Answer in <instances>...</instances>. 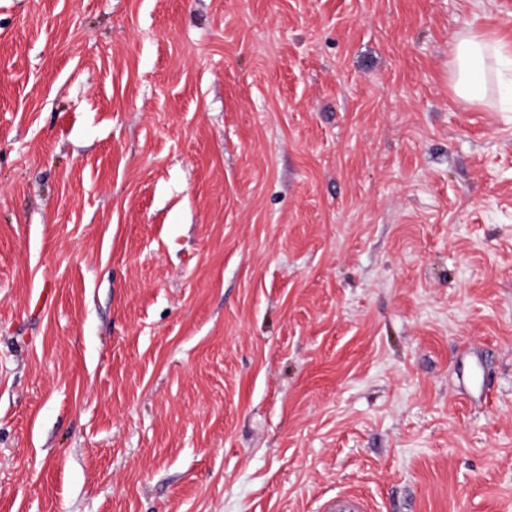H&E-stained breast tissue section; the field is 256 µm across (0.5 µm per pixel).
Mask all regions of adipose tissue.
Instances as JSON below:
<instances>
[{
    "instance_id": "adipose-tissue-1",
    "label": "adipose tissue",
    "mask_w": 512,
    "mask_h": 512,
    "mask_svg": "<svg viewBox=\"0 0 512 512\" xmlns=\"http://www.w3.org/2000/svg\"><path fill=\"white\" fill-rule=\"evenodd\" d=\"M450 53L453 91L472 105L485 101L490 60L512 64V46L480 29L469 28L457 34Z\"/></svg>"
}]
</instances>
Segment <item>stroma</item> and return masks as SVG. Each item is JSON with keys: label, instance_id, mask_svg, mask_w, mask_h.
Listing matches in <instances>:
<instances>
[{"label": "stroma", "instance_id": "1", "mask_svg": "<svg viewBox=\"0 0 512 512\" xmlns=\"http://www.w3.org/2000/svg\"><path fill=\"white\" fill-rule=\"evenodd\" d=\"M512 0H0V512H512ZM450 53L453 91L471 105L484 104L491 59L498 64L510 63L512 69L511 46L484 30L470 27L457 34Z\"/></svg>", "mask_w": 512, "mask_h": 512}]
</instances>
